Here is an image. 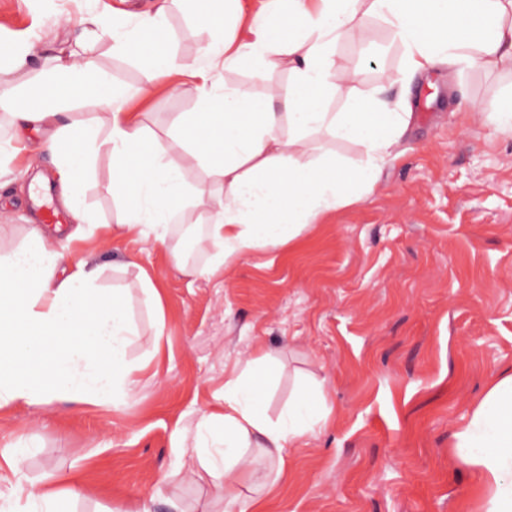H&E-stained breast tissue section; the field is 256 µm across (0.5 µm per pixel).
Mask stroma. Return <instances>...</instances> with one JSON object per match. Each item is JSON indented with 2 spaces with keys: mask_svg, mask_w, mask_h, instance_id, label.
<instances>
[{
  "mask_svg": "<svg viewBox=\"0 0 512 512\" xmlns=\"http://www.w3.org/2000/svg\"><path fill=\"white\" fill-rule=\"evenodd\" d=\"M150 0H0V44L24 39L39 52L81 45L105 71L134 85L136 63L113 54L112 15ZM67 15L50 28V13ZM97 24H89V17ZM208 32L175 11L167 50L200 64ZM358 73L354 93H408V151L386 162L360 202L307 227L290 246L253 252L203 277L187 276L169 249L112 238V160L99 155L85 193L99 223L67 257L104 267L108 288L140 272L158 280L163 317L139 291L128 306L138 329L131 360L143 363L137 399L108 406L56 401L0 412V453L34 439L23 478L80 485L75 512H202L215 489L188 477L172 448L177 423L216 404L233 367L262 350L274 359L266 413L278 420L299 384L323 383L336 415L285 458L286 479L263 512H460L476 481L452 453L453 434L496 377L512 372V134L473 117L512 97V67L471 66L408 77L389 25L365 16L336 44ZM178 75L160 79L130 109L156 131L194 111L198 97ZM50 167L30 150L13 163L18 181L0 189V230L26 241L35 206L25 166ZM167 342L153 357L156 322Z\"/></svg>",
  "mask_w": 512,
  "mask_h": 512,
  "instance_id": "stroma-1",
  "label": "stroma"
}]
</instances>
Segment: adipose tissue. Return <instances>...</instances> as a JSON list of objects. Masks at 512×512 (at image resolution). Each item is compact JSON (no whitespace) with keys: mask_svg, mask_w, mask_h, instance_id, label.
Masks as SVG:
<instances>
[{"mask_svg":"<svg viewBox=\"0 0 512 512\" xmlns=\"http://www.w3.org/2000/svg\"><path fill=\"white\" fill-rule=\"evenodd\" d=\"M288 37L275 41L270 20L257 12L242 24V0H156L152 10L112 22V52L136 59L141 79L134 90L105 73L97 57L71 52L50 58L40 80L52 93L0 88V113L13 128L0 143V178L9 158L26 144L28 128L44 131L38 145L51 174L36 172L31 186L59 187V200L74 224L70 239L96 223L85 201V176L99 153L112 158L110 190L117 206L113 237L167 243L173 221L194 217L205 225L211 256L191 266L172 247L175 268L205 276L254 250L280 249L303 229L338 208L358 203L383 164L397 157L411 115L404 100L364 98L350 111L328 112L326 97L349 93L355 76L338 64L334 46L361 17L389 21L393 41L405 52L409 74L465 63L488 70L512 65V0H285ZM191 9L209 41L195 70V111L155 133L145 116L123 100L151 98L158 80L180 70L175 54L146 51L163 34L173 10ZM249 63L255 78L282 68L292 77L286 96L268 91L257 104L249 89L207 82L209 72ZM91 105L77 118L70 101ZM359 145L366 160L345 167L317 154L312 133ZM200 170L190 180L192 170ZM101 265L82 258L66 264L46 226L29 227L26 245L0 234V410L47 405L57 399L115 406L135 400L140 364L127 357L137 331L127 289L105 290ZM271 369L258 352L224 384L223 402L202 412L193 429L175 428L171 445L190 451L211 477L218 502L252 512L272 493L287 449L326 429L336 413L324 385L301 388L278 422L263 411L261 377ZM455 455L478 477L465 512H512V373L496 379L454 434ZM77 488L58 491L18 486L17 497L35 512H72Z\"/></svg>","mask_w":512,"mask_h":512,"instance_id":"adipose-tissue-1","label":"adipose tissue"}]
</instances>
